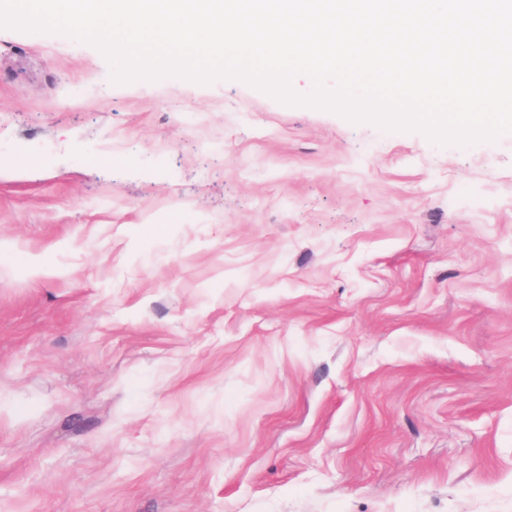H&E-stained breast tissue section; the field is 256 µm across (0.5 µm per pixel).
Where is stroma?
<instances>
[{
  "mask_svg": "<svg viewBox=\"0 0 512 512\" xmlns=\"http://www.w3.org/2000/svg\"><path fill=\"white\" fill-rule=\"evenodd\" d=\"M0 512H512V134L0 28Z\"/></svg>",
  "mask_w": 512,
  "mask_h": 512,
  "instance_id": "stroma-1",
  "label": "stroma"
}]
</instances>
